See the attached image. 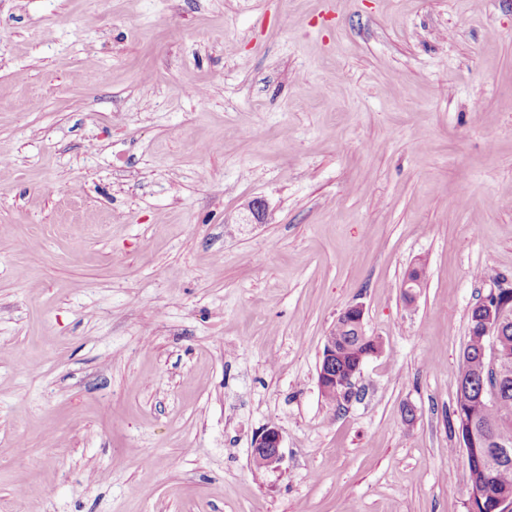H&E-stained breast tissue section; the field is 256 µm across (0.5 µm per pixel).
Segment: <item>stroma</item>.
<instances>
[{"label": "stroma", "instance_id": "stroma-1", "mask_svg": "<svg viewBox=\"0 0 512 512\" xmlns=\"http://www.w3.org/2000/svg\"><path fill=\"white\" fill-rule=\"evenodd\" d=\"M0 158V512H468L512 0H0ZM356 303L384 351L339 407ZM349 318L351 324L359 334L364 332V307L361 304H352L342 312ZM341 326L336 324V337L325 336L324 347L318 367L319 389L332 388L336 390V373H347L355 368L361 356L370 347L372 338L375 336H357L352 326H346L340 321ZM325 351V354H324ZM282 436L275 427L264 429L252 444L251 456L260 468L278 469L282 461Z\"/></svg>", "mask_w": 512, "mask_h": 512}]
</instances>
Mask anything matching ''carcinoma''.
I'll list each match as a JSON object with an SVG mask.
<instances>
[{
    "mask_svg": "<svg viewBox=\"0 0 512 512\" xmlns=\"http://www.w3.org/2000/svg\"><path fill=\"white\" fill-rule=\"evenodd\" d=\"M371 337L359 336L351 326H336V372L347 373L355 368L361 356L370 347ZM497 348L509 357V371L512 372V324L503 335L496 337ZM489 340L477 332L468 334L463 350L471 373L493 374L485 349ZM458 436L467 439L469 427L481 430L486 426L494 427V437L501 443L512 446V390L502 395L496 403L488 402L480 396V386L470 388V392L457 396L454 410ZM469 471V485L482 491V501L476 502L479 512H496L498 502L512 499V458L502 461L494 453L483 450L478 444L477 450L466 451Z\"/></svg>",
    "mask_w": 512,
    "mask_h": 512,
    "instance_id": "1",
    "label": "carcinoma"
}]
</instances>
